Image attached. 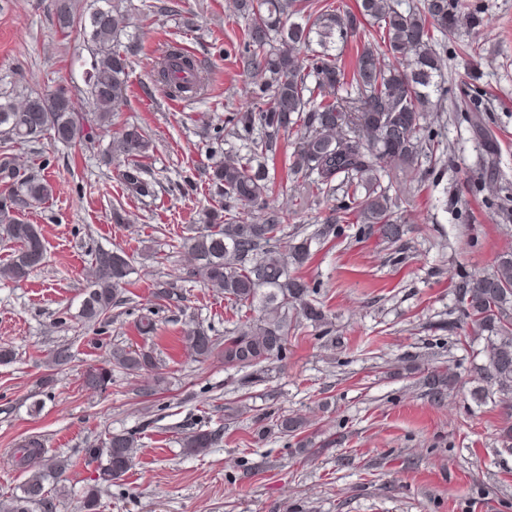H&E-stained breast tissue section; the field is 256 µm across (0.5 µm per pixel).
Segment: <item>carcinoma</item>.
<instances>
[{"instance_id":"1","label":"carcinoma","mask_w":512,"mask_h":512,"mask_svg":"<svg viewBox=\"0 0 512 512\" xmlns=\"http://www.w3.org/2000/svg\"><path fill=\"white\" fill-rule=\"evenodd\" d=\"M86 15L76 16L70 0H57L61 29L77 28L91 52L87 93L94 111L78 112L73 91L66 85L51 90L30 88L22 100H0V234L13 243V252L0 265V280L19 284L43 265L47 245L38 225L26 215L39 209L53 194V186L39 170L25 169L12 152L17 143L50 140L74 149L95 146L103 134L111 135L108 161L118 165L124 191L132 197L154 194V181L135 161L153 150L151 137L140 126L125 124L112 132L113 108L127 92L129 61L115 45L126 28L125 15L112 0ZM235 11L246 19L245 64L260 77L250 100L224 116V125L204 123L212 140L208 166L210 191L224 201V215L204 214L205 224L183 242L188 256L187 278L224 294L249 315L224 337L189 324L181 342L192 357H219L224 366L246 371L241 386L264 380L270 364L288 352L291 326L302 322L330 332L332 323L317 301L318 284L299 275L310 260L311 246L336 242L344 235L340 223L352 213L361 231L400 251L406 225L395 214L398 197L393 185L383 186L382 174L414 170L426 154L424 132L432 95H443V59L436 51L438 36L453 33L459 19L476 28L483 23L466 0H422L404 9L398 0H235ZM376 26L364 41L366 25ZM318 41L322 51L306 57L301 50ZM357 44L352 62L345 63L336 46ZM156 82L184 98L204 94V68L180 48L171 46L159 57ZM244 131L247 153L222 150L224 129ZM296 132L289 171L302 181L309 195H342L340 210L329 213L315 230L290 245L283 232L293 215L290 209L267 210L275 192L265 166L253 161L274 159L281 132ZM251 207L256 215L241 220L232 204ZM133 266L123 250L97 247L91 251L89 287L80 318L96 325L112 317L131 285ZM456 298L464 318L477 335L486 334V361L476 367L480 386L476 399L495 395L504 413L512 412V253L500 257L494 271L461 277ZM146 374L163 382L162 364L144 347H114L108 359L88 367L86 388L105 391L113 374ZM454 378L446 371L424 373L420 385L434 403L442 402ZM301 416L277 415L269 428L294 440V451L304 454L315 447ZM217 435L196 429L184 434L181 444L190 455L213 447ZM139 448L135 434L108 432L84 449L97 462L98 476L84 499L85 512H98L105 485L120 479L131 467ZM13 458L26 478L18 491L0 501V512H36L48 494L64 493L67 458L46 450L39 435L26 438Z\"/></svg>"}]
</instances>
